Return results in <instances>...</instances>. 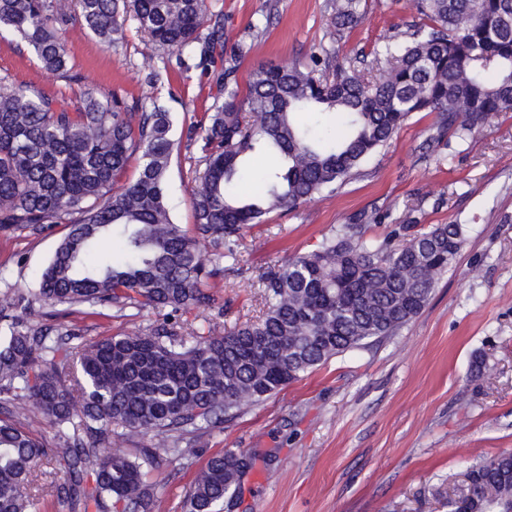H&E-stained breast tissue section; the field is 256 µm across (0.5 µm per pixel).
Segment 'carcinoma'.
<instances>
[{
  "mask_svg": "<svg viewBox=\"0 0 512 512\" xmlns=\"http://www.w3.org/2000/svg\"><path fill=\"white\" fill-rule=\"evenodd\" d=\"M361 0H333L329 27H356ZM421 19L409 42L387 38L376 70L333 66L319 46L311 67L261 64L244 89L224 57V24L208 0H0V30L15 34L71 94L51 95L0 76V231H69L32 295L0 293V512H38L36 469L64 475L57 496L75 512H151L155 448L183 456L186 436L259 403L334 356L391 336L428 304L462 249L458 224H433L403 242L368 239L342 224L317 249L261 275L264 316L224 332L166 317L133 334L73 343L50 323L73 307L183 313L206 308L211 283L235 261L243 229L332 191L417 112L436 114L433 143L464 142L512 112V0H412ZM179 68L210 67L217 94L208 124L176 142L164 99L101 95L74 70L67 42L122 38L127 18ZM201 143L190 188L193 223L170 216L174 152ZM265 149L278 166L240 189L244 164ZM136 177L122 181L134 156ZM216 249L210 264L199 246ZM51 440L37 436L43 422ZM152 442L102 455L117 430ZM248 467L244 454L211 455L183 512H222ZM448 512H512V451L467 468Z\"/></svg>",
  "mask_w": 512,
  "mask_h": 512,
  "instance_id": "obj_1",
  "label": "carcinoma"
}]
</instances>
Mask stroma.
<instances>
[{
	"mask_svg": "<svg viewBox=\"0 0 512 512\" xmlns=\"http://www.w3.org/2000/svg\"><path fill=\"white\" fill-rule=\"evenodd\" d=\"M332 0H210L224 23V43L249 45L237 63L246 84L258 63L308 64L313 47L337 61L370 54L384 36H405L418 18L410 0H365L360 24L329 34ZM77 69L90 73L100 93L128 100L151 92L150 72H161V94L176 115L206 121L217 92L202 69H178L171 52L155 49L127 21L122 42L91 36L68 44ZM48 93L66 87L41 68L12 33L0 32V74ZM435 116L415 113L392 141L369 157L358 175L335 192H322L293 211L278 210L243 230L237 263H225L213 289V310L225 329L260 318L259 277L293 254L317 248L338 225H365L380 240L400 226L458 224L464 244L424 310L395 335L328 360L302 379L251 405L223 424L184 440L191 453L162 458L155 512H181L198 471L214 453L241 449L251 466L224 512H448L467 467L512 450V112L494 117L484 132L439 145L448 157L436 166L428 149ZM173 156L168 199L175 223H192L189 190L195 156ZM68 228L41 236L0 232V291H28ZM152 312L108 309L106 316L73 313L83 339L132 332L155 321ZM481 356L486 368L470 377Z\"/></svg>",
	"mask_w": 512,
	"mask_h": 512,
	"instance_id": "obj_1",
	"label": "stroma"
}]
</instances>
